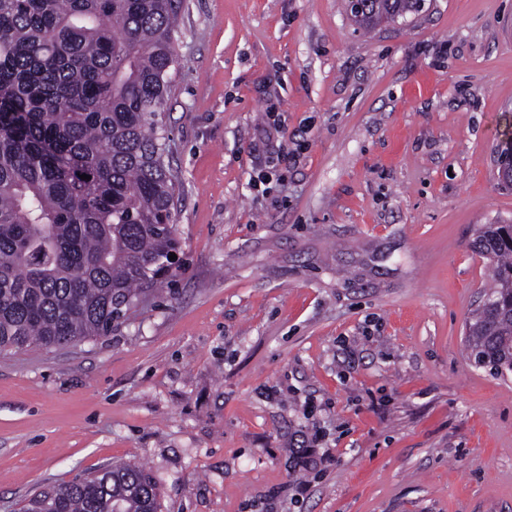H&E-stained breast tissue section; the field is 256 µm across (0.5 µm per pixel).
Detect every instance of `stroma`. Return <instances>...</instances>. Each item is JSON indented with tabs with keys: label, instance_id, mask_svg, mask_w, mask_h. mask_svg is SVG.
<instances>
[{
	"label": "stroma",
	"instance_id": "35a3bbf8",
	"mask_svg": "<svg viewBox=\"0 0 512 512\" xmlns=\"http://www.w3.org/2000/svg\"><path fill=\"white\" fill-rule=\"evenodd\" d=\"M175 49L183 265L111 335L0 355V512L127 460L159 512H512V375L464 346L512 0H181ZM368 12L362 15H353L355 23L364 30H372L384 22L394 21L396 18L404 17L407 14H415L413 0H374Z\"/></svg>",
	"mask_w": 512,
	"mask_h": 512
}]
</instances>
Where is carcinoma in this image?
Returning <instances> with one entry per match:
<instances>
[{
    "mask_svg": "<svg viewBox=\"0 0 512 512\" xmlns=\"http://www.w3.org/2000/svg\"><path fill=\"white\" fill-rule=\"evenodd\" d=\"M178 0H0V353L107 336L178 267V181L162 112ZM375 0L372 30L415 14ZM86 174L90 179L83 180ZM493 263L467 325L478 366L512 373V224H484ZM147 470L114 462L26 499L20 512H159Z\"/></svg>",
    "mask_w": 512,
    "mask_h": 512,
    "instance_id": "1",
    "label": "carcinoma"
}]
</instances>
